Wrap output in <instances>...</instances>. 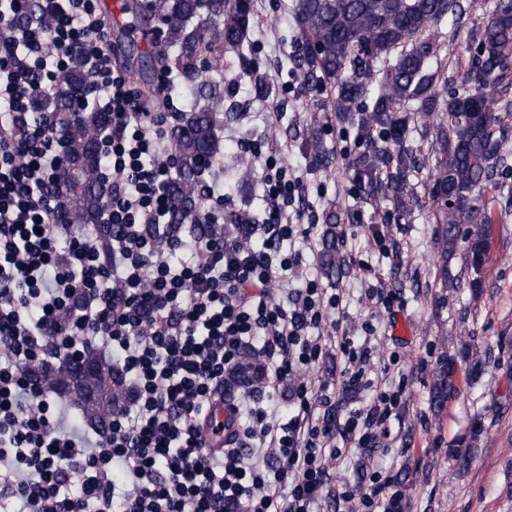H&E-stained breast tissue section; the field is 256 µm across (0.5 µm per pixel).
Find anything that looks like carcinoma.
Here are the masks:
<instances>
[{"instance_id":"1","label":"carcinoma","mask_w":512,"mask_h":512,"mask_svg":"<svg viewBox=\"0 0 512 512\" xmlns=\"http://www.w3.org/2000/svg\"><path fill=\"white\" fill-rule=\"evenodd\" d=\"M465 11L483 21L470 30L467 62L450 75L440 62L441 46L424 32ZM146 14L166 27L174 52L164 64L182 78L168 90L184 103L167 154L174 161L166 189L168 223L177 231L197 220L203 207L201 177L221 150L215 127L224 89L209 72L220 65L224 48L246 40L253 0L236 6L226 0H146ZM292 20L301 44L293 67L303 86L333 88L334 111L351 123L362 144L352 162L358 200L368 204L382 198L401 217L413 204L411 178L425 176L444 253L466 244L467 269L472 285H478L490 221L487 193L507 161L508 136L498 128L495 110L512 111V0H297ZM92 85V74L80 67L63 70L51 97L35 98L31 108L37 115L54 114L56 136L74 168L73 176L57 179L58 212L67 226L95 229L94 243L103 252L112 230L100 223L101 184L109 168L101 139L112 120L96 110L78 118L73 108L76 92L86 94ZM418 119L436 121L435 140L425 152L408 144L410 123ZM321 261L329 276L343 266L331 231ZM84 359L96 365L90 377L71 375L69 363L50 373L39 365L32 371L51 391L67 388L81 419L105 429L115 403L126 394V382L102 354L92 351ZM455 372L453 362L440 371L433 385L435 403L443 401Z\"/></svg>"}]
</instances>
